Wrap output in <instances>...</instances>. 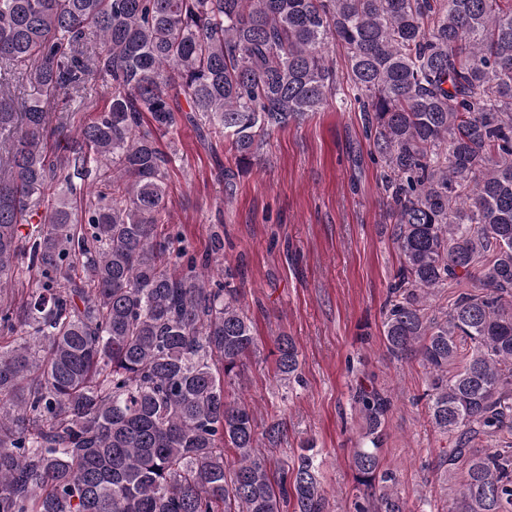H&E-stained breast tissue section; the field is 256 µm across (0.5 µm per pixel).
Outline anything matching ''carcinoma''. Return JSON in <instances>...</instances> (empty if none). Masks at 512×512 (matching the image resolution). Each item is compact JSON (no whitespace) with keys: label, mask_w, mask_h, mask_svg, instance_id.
<instances>
[{"label":"carcinoma","mask_w":512,"mask_h":512,"mask_svg":"<svg viewBox=\"0 0 512 512\" xmlns=\"http://www.w3.org/2000/svg\"><path fill=\"white\" fill-rule=\"evenodd\" d=\"M331 45L400 255L384 345L454 437L448 512H512V0H0V512H325L314 448L271 472L286 432L226 394L252 322L230 279L208 287L214 257L170 255L157 133L184 118L259 162L265 132L348 103ZM91 84L109 104L75 127ZM274 345L290 384L297 345ZM353 399V512H406L391 401Z\"/></svg>","instance_id":"obj_1"}]
</instances>
